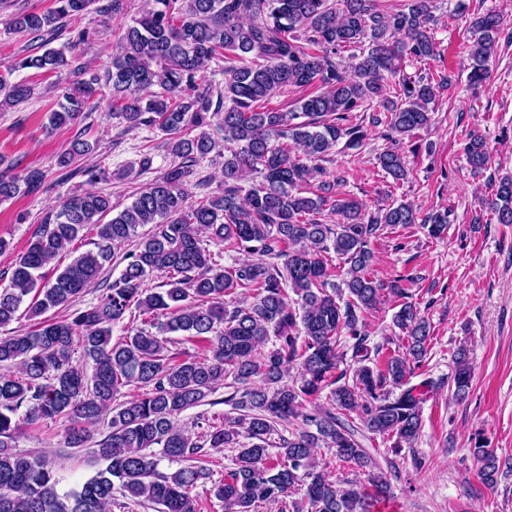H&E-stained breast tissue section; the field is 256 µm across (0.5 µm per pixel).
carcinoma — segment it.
<instances>
[{"mask_svg":"<svg viewBox=\"0 0 512 512\" xmlns=\"http://www.w3.org/2000/svg\"><path fill=\"white\" fill-rule=\"evenodd\" d=\"M55 2L58 7L46 12L15 15L14 29L39 34L87 10L93 0ZM340 2L148 0L137 25L126 29L105 84L92 75L64 87L66 104L50 113V128L76 123L92 101L105 98L127 126H156L169 135L168 151L180 163L106 223L111 196L87 191L69 197L14 260L9 286L0 289V328L15 320L29 296L33 326L0 336V512H109L116 485L126 498L161 506L159 512H200L192 491L208 482L224 512H259L262 504L277 512H373L390 499L389 482L349 417L356 414L373 435L395 439V449L412 445L421 432L423 389L433 382L413 385L411 379L427 356L430 324L408 301L406 277L386 289L371 275L370 249L384 227L413 224L416 214L400 203L367 219L358 200L339 197L348 171L323 180L312 163L339 144L344 150L362 144L367 130L351 124L357 111L372 112V126H385L391 136L427 127L429 104L451 79L404 76L395 95L384 93L405 56H436L433 0H408L391 12L379 10L377 0ZM501 25L494 12L478 13L471 22L469 82L475 87L487 79ZM349 49L355 53L345 66L336 56ZM249 55L261 62L246 63ZM214 60L226 62L224 93L216 97L199 82ZM69 66L60 49L18 64L58 77ZM313 85L320 90L300 99L297 112L259 107L287 87ZM30 95L28 85L0 74L1 107ZM218 116L226 152L224 194L190 205L186 183L193 166L216 149L204 127ZM91 151L78 136L58 165L66 168ZM465 153L474 171L486 168L489 151L482 137L471 136ZM378 163L394 182L407 179L398 151H385ZM253 173L259 183L242 192L240 182ZM315 178L314 189L300 193ZM40 184L37 171L22 179L0 175V201ZM328 209L339 216L334 224L322 219ZM490 209L497 223L512 224V176L499 180ZM147 224L150 230L125 254L124 269L96 304L60 319L48 315L69 309L112 262V249ZM90 225L97 228L95 249L75 257L54 280H44L41 270ZM424 226L429 236L441 237L448 213L429 215ZM206 238L251 259L226 268L203 246ZM330 252L348 265L341 286L332 281ZM156 271L166 275L167 289L153 292L143 283ZM240 289L251 293V302L228 305L226 298ZM385 290L401 300L393 325L402 335L372 346L366 317ZM290 291L296 299H289ZM133 308L152 330L132 328L112 341V326ZM173 333L201 352L180 358L165 338ZM344 335L356 364L350 382L341 368ZM271 336L273 349L260 353ZM389 344L396 348L387 351ZM76 347L81 364L73 359ZM471 380L462 349L454 395L468 394ZM226 383L233 391L224 403L238 415H226L220 424L205 420L200 439H192L178 418L206 404ZM128 386L144 392L117 402ZM326 389L328 405L305 411ZM62 417L72 423V447L84 446L89 428L101 422L108 433L90 449L106 467L61 495L45 458L14 448L22 424ZM290 420L301 421V430L279 443L272 463L269 436ZM207 447L238 448L222 480L211 481ZM319 448L348 464L354 478L332 479L320 465ZM469 451L480 463L479 480L494 484L500 469L494 449L477 438ZM163 461L179 468L162 472Z\"/></svg>","mask_w":512,"mask_h":512,"instance_id":"1","label":"carcinoma"}]
</instances>
